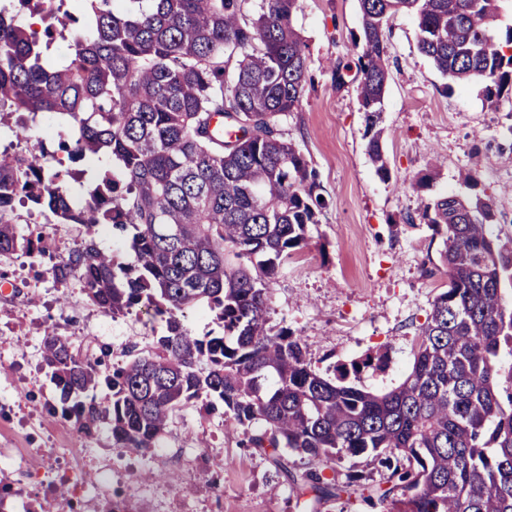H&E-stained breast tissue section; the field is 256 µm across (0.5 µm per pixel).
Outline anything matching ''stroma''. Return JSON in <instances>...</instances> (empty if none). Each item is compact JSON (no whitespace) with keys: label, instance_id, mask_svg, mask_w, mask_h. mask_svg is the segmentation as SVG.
I'll list each match as a JSON object with an SVG mask.
<instances>
[{"label":"stroma","instance_id":"stroma-1","mask_svg":"<svg viewBox=\"0 0 512 512\" xmlns=\"http://www.w3.org/2000/svg\"><path fill=\"white\" fill-rule=\"evenodd\" d=\"M295 25L309 44L313 80L299 111L279 120L317 170L328 201L303 249L269 282L270 323L290 329L323 374L383 353L354 382L374 393L400 385L413 344L448 277L441 237L420 218L424 204L448 194L492 199L495 232L512 234V104L483 102V85L447 82L417 50L418 27L397 14L388 33L390 58L383 150L391 171L381 181L366 153L364 118L354 84L339 87L338 59L353 55L361 25L359 0H298ZM475 172L469 187L458 179ZM429 188L416 189L424 175ZM59 252L88 232L81 224H18ZM98 245L131 262L130 243L100 226ZM0 486L10 492L0 512H31L58 501L62 512H307L281 472L247 440L242 426L207 411L179 410L157 447L121 448L108 423L81 433L61 412L42 358L47 327L85 357H101L100 375L126 361L130 346L148 350L162 326L144 307L115 317L88 299L81 283L55 288L44 266L17 253L0 257Z\"/></svg>","mask_w":512,"mask_h":512}]
</instances>
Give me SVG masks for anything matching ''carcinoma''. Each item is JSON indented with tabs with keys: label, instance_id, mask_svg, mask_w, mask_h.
Segmentation results:
<instances>
[{
	"label": "carcinoma",
	"instance_id": "obj_1",
	"mask_svg": "<svg viewBox=\"0 0 512 512\" xmlns=\"http://www.w3.org/2000/svg\"><path fill=\"white\" fill-rule=\"evenodd\" d=\"M70 0H0V126L18 115L24 146L0 153V256L23 251L48 260L64 287L84 284L91 303L116 316L143 306L163 323L151 351L100 378L99 358H82L49 332L44 362L62 413L85 434L102 418L122 448H154L169 420L201 398L239 425L262 424L247 446L264 453L297 498L317 510L352 487L372 491L397 512H512V386L499 390L501 350L512 355V236L493 231L490 200L450 194L426 204L421 219L443 239L448 285L420 327L411 371L375 394L316 371L288 328L269 325L267 279L309 241L327 206L318 173L282 138L277 121L301 106L308 44L294 17L298 0H84L91 35L69 61L49 54L78 18ZM503 0H359L355 56L334 64V82L356 83L365 150L380 179L382 114L388 80L386 31L399 12L415 16L418 52L455 82L480 79L494 110L512 99V27L495 26ZM49 20L45 41L23 11ZM493 45L485 46L486 38ZM237 58L231 81L224 59ZM51 116L57 150L73 162L113 163L75 207L63 171L48 172L43 140L25 135V116ZM238 134L218 138L215 116ZM48 224H100L130 238L131 265L94 236L66 254L42 238L18 235L15 201ZM215 316L222 333L196 338L185 310ZM104 384L100 410L79 395ZM315 470L282 464L280 449ZM366 457L388 471L341 484L319 465Z\"/></svg>",
	"mask_w": 512,
	"mask_h": 512
}]
</instances>
